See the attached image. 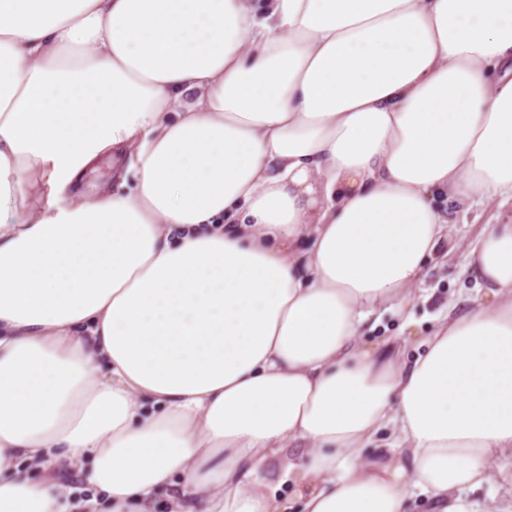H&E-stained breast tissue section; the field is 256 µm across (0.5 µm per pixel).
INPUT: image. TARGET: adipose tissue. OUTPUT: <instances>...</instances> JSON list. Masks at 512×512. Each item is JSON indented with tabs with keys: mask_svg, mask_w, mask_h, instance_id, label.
I'll return each instance as SVG.
<instances>
[{
	"mask_svg": "<svg viewBox=\"0 0 512 512\" xmlns=\"http://www.w3.org/2000/svg\"><path fill=\"white\" fill-rule=\"evenodd\" d=\"M103 155L134 189L67 200ZM489 198L512 0H0V512H481L512 221L451 208ZM458 249L423 354L361 343ZM452 208L458 212V224L455 226L458 236L464 241L478 236L484 229H488L494 224L511 220L512 215L511 203L502 206L498 199L488 200L467 212H464L465 207L454 206Z\"/></svg>",
	"mask_w": 512,
	"mask_h": 512,
	"instance_id": "1",
	"label": "adipose tissue"
}]
</instances>
